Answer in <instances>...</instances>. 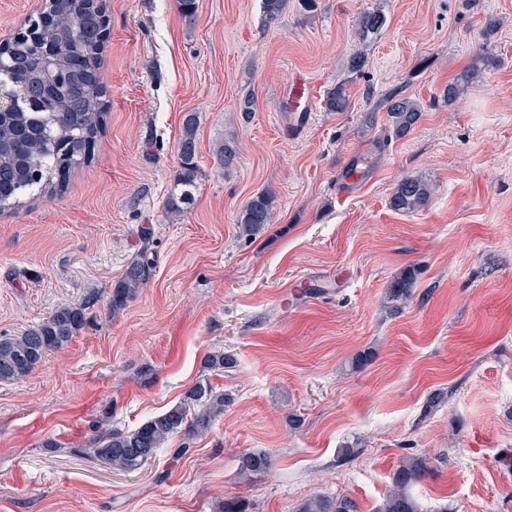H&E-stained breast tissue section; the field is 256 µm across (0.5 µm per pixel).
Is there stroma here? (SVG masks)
I'll use <instances>...</instances> for the list:
<instances>
[{
    "label": "stroma",
    "instance_id": "obj_1",
    "mask_svg": "<svg viewBox=\"0 0 512 512\" xmlns=\"http://www.w3.org/2000/svg\"><path fill=\"white\" fill-rule=\"evenodd\" d=\"M106 3L110 109L94 158L62 194L0 215V336L63 304L90 317L25 379L0 382V512H220L233 496L247 512L317 496L377 512L413 455L431 462L408 488L421 512H512V0H318L312 13L288 0L271 24L261 0H197L189 21L177 0ZM376 7L387 22L360 40ZM358 49L366 63L348 71ZM479 54L477 81L445 101ZM299 77L309 107L294 115ZM339 85L349 107L328 111ZM394 92L422 109L401 138ZM189 112L201 174L173 221L163 205ZM359 160L371 178L337 195ZM405 176L432 184L424 209L390 207ZM264 190L273 221L243 234L237 217ZM144 224L153 275L110 313ZM410 272L412 297L394 305ZM303 280L304 298L284 300ZM219 353L230 367H205ZM206 382L227 397L206 436H174L133 472L87 453L99 423L134 429ZM257 451L271 468L241 474Z\"/></svg>",
    "mask_w": 512,
    "mask_h": 512
}]
</instances>
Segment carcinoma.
Masks as SVG:
<instances>
[{
    "instance_id": "1",
    "label": "carcinoma",
    "mask_w": 512,
    "mask_h": 512,
    "mask_svg": "<svg viewBox=\"0 0 512 512\" xmlns=\"http://www.w3.org/2000/svg\"><path fill=\"white\" fill-rule=\"evenodd\" d=\"M286 0H262L263 16L273 23L281 16ZM49 16L45 28L41 19ZM104 0H45L41 15L30 16L15 36L0 44V85L23 95L20 112L0 117V214L23 208L34 197H51L63 188L66 171L88 163L103 131L108 104L102 82L103 54L95 48L96 33L109 27ZM386 16L381 9L364 12L357 31L365 39L381 31ZM472 66L462 77L448 82L443 98L452 103L461 98L478 77ZM349 99L342 86L325 97L330 112H343ZM388 116L397 137L407 135L420 117V105L408 96H389ZM197 118L186 113L178 143L175 189L164 202L169 218L183 216L194 201L200 167L197 163ZM433 194L430 183L420 177L397 182L390 199L393 209L413 212L425 207ZM274 195L263 191L253 196L241 210L237 223L242 231L255 232L273 219ZM154 230L140 228L141 245L116 282L109 307L117 313L144 287L155 269L150 252ZM87 306L64 305L55 309L36 327L19 336L0 337V382H15L28 376L52 351L68 346L87 323ZM224 411V392L209 384L192 388L183 403L158 414L137 428L123 431L99 428L89 442L95 458L115 469L132 472L156 456L173 436H204L216 417ZM265 452L243 457L241 471L259 472L271 467ZM426 459L403 460L378 512H420L407 487L422 478ZM296 512H357L355 504L343 498L329 501L314 497Z\"/></svg>"
}]
</instances>
